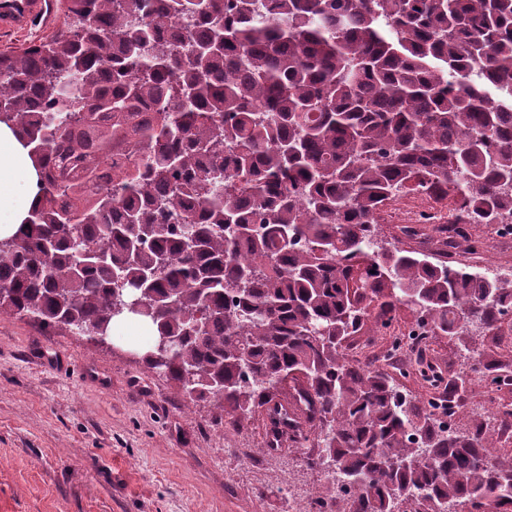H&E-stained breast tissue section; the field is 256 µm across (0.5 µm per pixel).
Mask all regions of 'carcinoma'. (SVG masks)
Here are the masks:
<instances>
[{"label": "carcinoma", "mask_w": 512, "mask_h": 512, "mask_svg": "<svg viewBox=\"0 0 512 512\" xmlns=\"http://www.w3.org/2000/svg\"><path fill=\"white\" fill-rule=\"evenodd\" d=\"M64 2L49 40L0 52V122L40 178L29 227L0 239V315L178 338L139 361L238 423L266 410L267 452L336 461L355 493L330 512H512L495 434L445 433L345 354L399 305L433 339L512 311V278L375 242L400 192L512 224V0ZM146 103L155 122L127 127ZM128 134L119 199L101 166Z\"/></svg>", "instance_id": "carcinoma-1"}]
</instances>
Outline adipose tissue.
I'll return each instance as SVG.
<instances>
[{"label": "adipose tissue", "instance_id": "1", "mask_svg": "<svg viewBox=\"0 0 512 512\" xmlns=\"http://www.w3.org/2000/svg\"><path fill=\"white\" fill-rule=\"evenodd\" d=\"M36 163L8 125L0 124V238L13 236L39 199Z\"/></svg>", "mask_w": 512, "mask_h": 512}]
</instances>
